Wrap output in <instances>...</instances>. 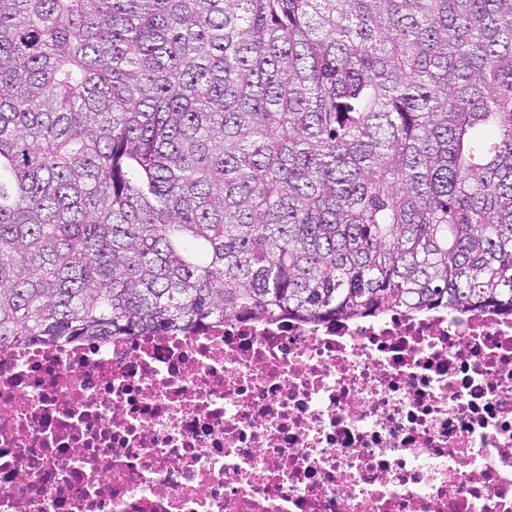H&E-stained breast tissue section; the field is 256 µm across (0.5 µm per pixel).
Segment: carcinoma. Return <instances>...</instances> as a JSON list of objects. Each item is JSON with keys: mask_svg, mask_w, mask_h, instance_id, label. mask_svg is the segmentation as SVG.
<instances>
[{"mask_svg": "<svg viewBox=\"0 0 512 512\" xmlns=\"http://www.w3.org/2000/svg\"><path fill=\"white\" fill-rule=\"evenodd\" d=\"M512 309V0H0V348Z\"/></svg>", "mask_w": 512, "mask_h": 512, "instance_id": "1", "label": "carcinoma"}]
</instances>
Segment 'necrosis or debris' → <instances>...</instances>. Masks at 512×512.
<instances>
[{
    "instance_id": "4bbe7bcc",
    "label": "necrosis or debris",
    "mask_w": 512,
    "mask_h": 512,
    "mask_svg": "<svg viewBox=\"0 0 512 512\" xmlns=\"http://www.w3.org/2000/svg\"><path fill=\"white\" fill-rule=\"evenodd\" d=\"M0 512H512V311L1 349Z\"/></svg>"
}]
</instances>
